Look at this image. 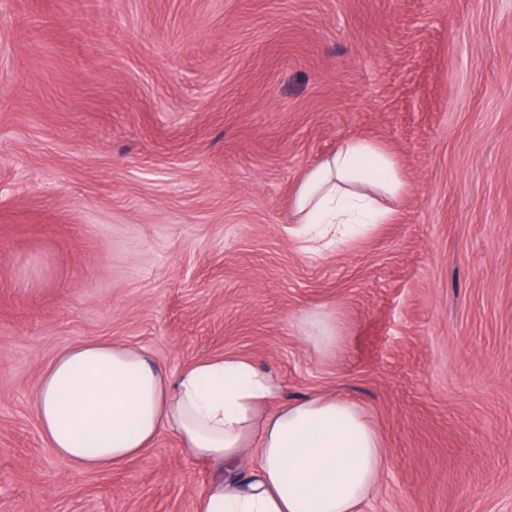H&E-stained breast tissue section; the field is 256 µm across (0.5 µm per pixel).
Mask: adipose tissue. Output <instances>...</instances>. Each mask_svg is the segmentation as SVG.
<instances>
[{
    "label": "adipose tissue",
    "instance_id": "obj_1",
    "mask_svg": "<svg viewBox=\"0 0 512 512\" xmlns=\"http://www.w3.org/2000/svg\"><path fill=\"white\" fill-rule=\"evenodd\" d=\"M404 190L388 154L349 139L300 180L296 221L332 225L339 245L389 220L376 194ZM277 392L243 357L204 359L173 379L141 349L92 341L55 358L31 408L48 446L84 472L110 470L175 433L185 455L215 468L201 512H363L392 464L367 410L333 393L279 405ZM255 448L261 464L239 480Z\"/></svg>",
    "mask_w": 512,
    "mask_h": 512
}]
</instances>
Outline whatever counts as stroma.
<instances>
[{
  "label": "stroma",
  "instance_id": "35a3bbf8",
  "mask_svg": "<svg viewBox=\"0 0 512 512\" xmlns=\"http://www.w3.org/2000/svg\"><path fill=\"white\" fill-rule=\"evenodd\" d=\"M354 136L408 190L304 249L296 185ZM92 340L364 405L365 512H512V0H0V512H199L174 433L102 472L44 442L40 376Z\"/></svg>",
  "mask_w": 512,
  "mask_h": 512
}]
</instances>
